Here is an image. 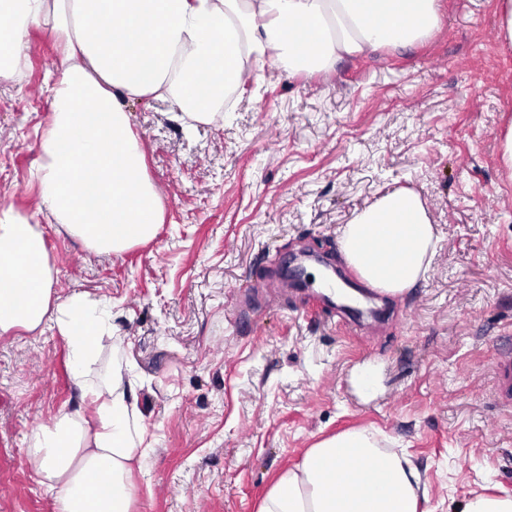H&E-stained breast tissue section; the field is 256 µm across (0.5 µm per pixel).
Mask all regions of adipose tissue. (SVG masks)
<instances>
[{
    "mask_svg": "<svg viewBox=\"0 0 512 512\" xmlns=\"http://www.w3.org/2000/svg\"><path fill=\"white\" fill-rule=\"evenodd\" d=\"M0 17L1 79L21 77L32 28L59 50L31 171L38 206L0 207V335L55 320L82 404L32 430L26 464L54 491L55 512H131L145 440L138 387L118 370L89 377L88 363L112 345V324L86 297H54L41 214L95 253L149 241L164 221L163 199L126 100L160 97L179 119L211 124L228 86L257 78L261 63L314 73L417 44L438 27L439 0H0ZM435 239L419 195L403 188L346 225L340 252L370 286L397 294L424 276ZM426 494L405 454L382 450L373 432L349 431L309 448L259 512H419Z\"/></svg>",
    "mask_w": 512,
    "mask_h": 512,
    "instance_id": "adipose-tissue-1",
    "label": "adipose tissue"
}]
</instances>
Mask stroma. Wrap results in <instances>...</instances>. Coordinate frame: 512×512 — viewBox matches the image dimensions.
Listing matches in <instances>:
<instances>
[{
    "instance_id": "1",
    "label": "stroma",
    "mask_w": 512,
    "mask_h": 512,
    "mask_svg": "<svg viewBox=\"0 0 512 512\" xmlns=\"http://www.w3.org/2000/svg\"><path fill=\"white\" fill-rule=\"evenodd\" d=\"M498 0H440L424 43L290 75L264 65L223 121L187 128L168 102L127 104L164 222L149 242L94 254L53 218L40 229L60 298L112 316L111 350L138 385L149 450L132 512H258L278 477L337 433L378 431L422 473L427 512L472 492L512 495V411L494 365L512 334V48ZM29 67L0 84V207L26 214L58 53L31 29ZM417 192L438 238L424 280L397 295L354 291L355 327L312 290L279 286L284 260L348 267L342 228L386 192ZM259 290L238 296L246 284ZM54 321L0 338V512H53L26 465L32 430L79 407ZM497 14L499 39L512 46V1L498 0Z\"/></svg>"
}]
</instances>
